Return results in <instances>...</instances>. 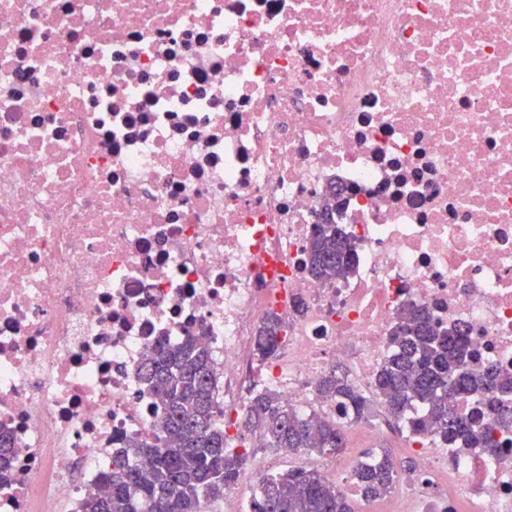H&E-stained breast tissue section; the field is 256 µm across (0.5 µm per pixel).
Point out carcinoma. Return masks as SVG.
Returning <instances> with one entry per match:
<instances>
[{
	"label": "carcinoma",
	"mask_w": 512,
	"mask_h": 512,
	"mask_svg": "<svg viewBox=\"0 0 512 512\" xmlns=\"http://www.w3.org/2000/svg\"><path fill=\"white\" fill-rule=\"evenodd\" d=\"M352 236L331 220L313 225L307 253L310 275L334 284L354 266ZM282 324L267 316L257 336L260 361L276 356ZM391 355L374 380L375 395L397 424L416 402L425 414L410 421L409 437L433 435L450 448H480L494 455L502 440L494 424L503 417L512 395V376L489 366L476 377L468 371L473 352L460 330L439 328L423 307H412L390 333ZM143 381L163 409L153 441L126 437L113 455L110 489L89 493L83 512H207L208 504L224 498L247 468L253 453L244 443L234 446L218 418L210 351L196 336L176 346L159 342L143 366ZM317 394L351 414L365 417L370 399L347 377L332 368L316 386ZM474 399L478 405L457 413L451 402ZM257 433L263 448L293 454H335L346 446L347 426L338 418L314 422L286 405L279 394L256 389L240 418ZM404 465L385 452L360 463L354 479L367 500L394 487ZM249 512H354L345 492L319 471L294 469L268 475L249 504Z\"/></svg>",
	"instance_id": "1"
}]
</instances>
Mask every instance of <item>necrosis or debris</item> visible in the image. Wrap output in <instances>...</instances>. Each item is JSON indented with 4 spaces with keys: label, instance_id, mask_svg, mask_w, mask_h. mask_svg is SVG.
Returning a JSON list of instances; mask_svg holds the SVG:
<instances>
[{
    "label": "necrosis or debris",
    "instance_id": "necrosis-or-debris-1",
    "mask_svg": "<svg viewBox=\"0 0 512 512\" xmlns=\"http://www.w3.org/2000/svg\"><path fill=\"white\" fill-rule=\"evenodd\" d=\"M412 305L512 375V0H0V512L107 491L158 342L203 340L226 414L255 375L307 412L332 364L371 390ZM498 436L400 444L397 512H512ZM326 224H314L307 264L310 275L324 283L335 284L353 269L355 245L352 236L327 219ZM282 330V324L275 315H269L262 321L257 336L260 361H268L276 356Z\"/></svg>",
    "mask_w": 512,
    "mask_h": 512
}]
</instances>
